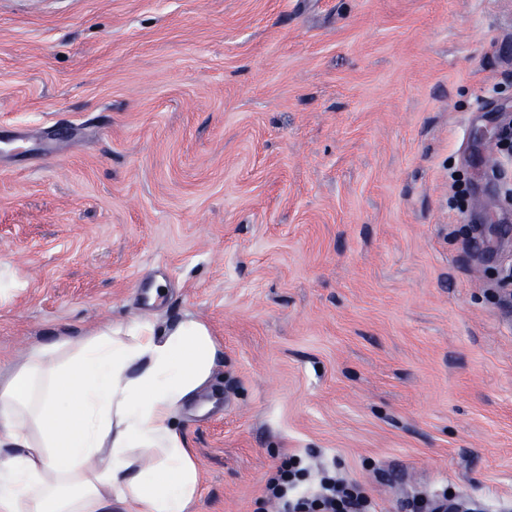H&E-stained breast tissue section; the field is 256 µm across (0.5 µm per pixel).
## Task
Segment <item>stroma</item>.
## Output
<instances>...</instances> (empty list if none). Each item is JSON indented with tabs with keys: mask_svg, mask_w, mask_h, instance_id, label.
Returning <instances> with one entry per match:
<instances>
[{
	"mask_svg": "<svg viewBox=\"0 0 512 512\" xmlns=\"http://www.w3.org/2000/svg\"><path fill=\"white\" fill-rule=\"evenodd\" d=\"M510 127L512 0H0V350L207 319L198 512H512ZM307 469L302 460L288 458L265 485V500L277 512H375L374 503L356 482L336 478V471L322 470L314 491H303ZM407 512H455L456 507L453 502V495L448 494V489L442 492V500L439 506L430 508L429 504L423 498H413L403 505Z\"/></svg>",
	"mask_w": 512,
	"mask_h": 512,
	"instance_id": "35a3bbf8",
	"label": "stroma"
}]
</instances>
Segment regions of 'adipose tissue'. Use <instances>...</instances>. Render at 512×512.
Instances as JSON below:
<instances>
[{
  "mask_svg": "<svg viewBox=\"0 0 512 512\" xmlns=\"http://www.w3.org/2000/svg\"><path fill=\"white\" fill-rule=\"evenodd\" d=\"M223 359L190 312L35 344L0 375V512H197L177 419Z\"/></svg>",
  "mask_w": 512,
  "mask_h": 512,
  "instance_id": "ef3b65f1",
  "label": "adipose tissue"
}]
</instances>
